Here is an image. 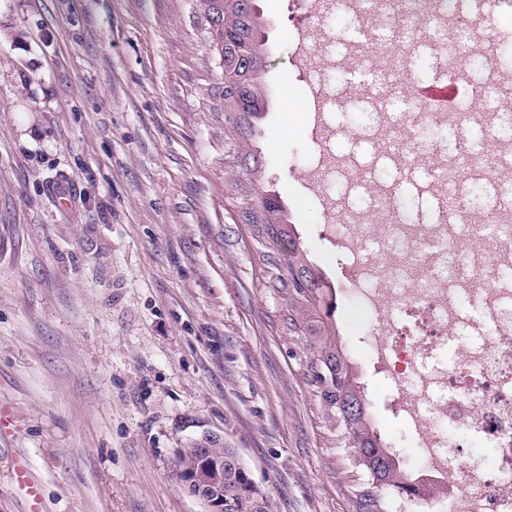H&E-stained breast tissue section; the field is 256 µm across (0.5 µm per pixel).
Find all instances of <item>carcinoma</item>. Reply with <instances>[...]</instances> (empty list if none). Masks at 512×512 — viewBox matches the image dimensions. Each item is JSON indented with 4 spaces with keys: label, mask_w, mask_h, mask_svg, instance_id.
<instances>
[{
    "label": "carcinoma",
    "mask_w": 512,
    "mask_h": 512,
    "mask_svg": "<svg viewBox=\"0 0 512 512\" xmlns=\"http://www.w3.org/2000/svg\"><path fill=\"white\" fill-rule=\"evenodd\" d=\"M211 28L212 47L230 62L232 81L224 86V129L237 152L251 157L255 124L267 107V93L259 80L263 58L258 38V15L253 0H196ZM512 56L511 47H499L481 60L468 52L460 60L472 67H485L496 58ZM258 167L245 166L235 181L240 218L252 227L263 262L274 270L276 291L288 305L286 328L302 339L307 383L319 398L326 419L341 420L343 436L355 449L359 465L371 480L370 487L356 495V512H388L380 493L385 490L412 496L417 489L409 482L404 464L385 445L369 416V405L355 367L344 350L328 339L325 319L336 310L324 298L328 287L322 273L300 248L293 226L285 219L278 196L260 189ZM321 365L336 378L326 386L315 373ZM209 455L224 460V481L218 492L224 496V512H274L271 498L253 483L248 471L236 461L235 449L211 443Z\"/></svg>",
    "instance_id": "obj_1"
}]
</instances>
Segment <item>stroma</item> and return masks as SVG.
I'll return each instance as SVG.
<instances>
[{"mask_svg":"<svg viewBox=\"0 0 512 512\" xmlns=\"http://www.w3.org/2000/svg\"><path fill=\"white\" fill-rule=\"evenodd\" d=\"M254 7L269 20L264 184L333 286L336 339L393 440L396 387L371 364L324 203L369 224L373 194L393 189L394 217L423 223L431 169L457 151L423 129L388 145L392 101L434 80L438 45L405 43L391 73L375 36L396 37L401 11ZM476 82L512 117V60L461 69L459 93ZM240 173L224 64L195 0H0V512H29L21 460L41 512H200L174 472L177 449L205 435L236 449L275 512H355L368 477L282 330L287 306L231 202ZM510 187L506 170L461 178L459 193L480 190L484 218L512 222Z\"/></svg>","mask_w":512,"mask_h":512,"instance_id":"obj_1","label":"stroma"}]
</instances>
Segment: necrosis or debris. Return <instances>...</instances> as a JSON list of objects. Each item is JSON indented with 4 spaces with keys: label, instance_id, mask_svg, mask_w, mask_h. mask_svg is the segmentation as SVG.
Returning <instances> with one entry per match:
<instances>
[{
    "label": "necrosis or debris",
    "instance_id": "1",
    "mask_svg": "<svg viewBox=\"0 0 512 512\" xmlns=\"http://www.w3.org/2000/svg\"><path fill=\"white\" fill-rule=\"evenodd\" d=\"M494 230L506 250L482 271L481 249L462 250L452 224H363L351 212L337 228L353 298L371 318L372 363L396 386L394 412L412 443L405 470L426 488L416 497L422 507L512 512V303L496 284L512 268V224ZM366 235L387 261L361 255ZM429 241L437 244L431 272L405 286ZM460 326L470 346L452 363L439 361Z\"/></svg>",
    "mask_w": 512,
    "mask_h": 512
}]
</instances>
